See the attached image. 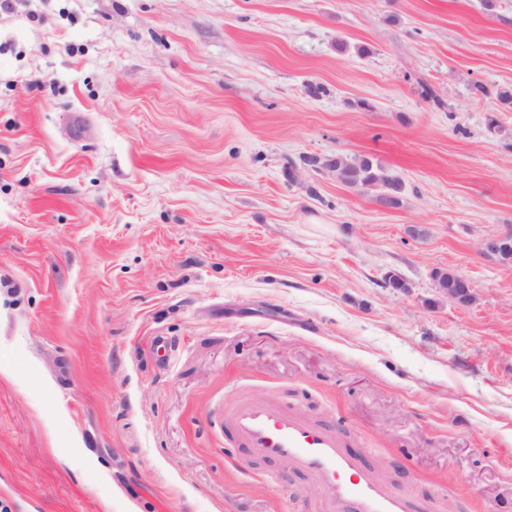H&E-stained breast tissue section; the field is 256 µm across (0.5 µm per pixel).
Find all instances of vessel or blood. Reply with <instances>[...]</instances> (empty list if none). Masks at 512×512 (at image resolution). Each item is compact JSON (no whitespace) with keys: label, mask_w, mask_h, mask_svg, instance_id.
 Segmentation results:
<instances>
[{"label":"vessel or blood","mask_w":512,"mask_h":512,"mask_svg":"<svg viewBox=\"0 0 512 512\" xmlns=\"http://www.w3.org/2000/svg\"><path fill=\"white\" fill-rule=\"evenodd\" d=\"M230 439L256 460L283 462L318 484L307 512H417L412 493L398 491L368 462L350 452L332 425L273 402L242 399L224 410Z\"/></svg>","instance_id":"1"}]
</instances>
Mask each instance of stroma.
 <instances>
[{
  "label": "stroma",
  "instance_id": "1",
  "mask_svg": "<svg viewBox=\"0 0 512 512\" xmlns=\"http://www.w3.org/2000/svg\"><path fill=\"white\" fill-rule=\"evenodd\" d=\"M504 87L512 0H5L0 499L302 512L309 478L224 437L259 396L418 500L512 512ZM336 153L400 204L301 162ZM345 156V155H344ZM343 157V156H342ZM349 165L340 174L338 180L349 186H360L362 183H370L377 194L382 192V187L388 182L401 181V179L380 164L368 157L349 158L345 156ZM481 249L495 258L500 265L512 270V230L485 239ZM448 271L435 272L434 277L437 282L438 288L446 292L449 301L462 307L471 305V303L473 302L472 288H474L472 282L468 278L459 275L453 271H450L454 288H444L441 285V281L444 276H448Z\"/></svg>",
  "mask_w": 512,
  "mask_h": 512
}]
</instances>
